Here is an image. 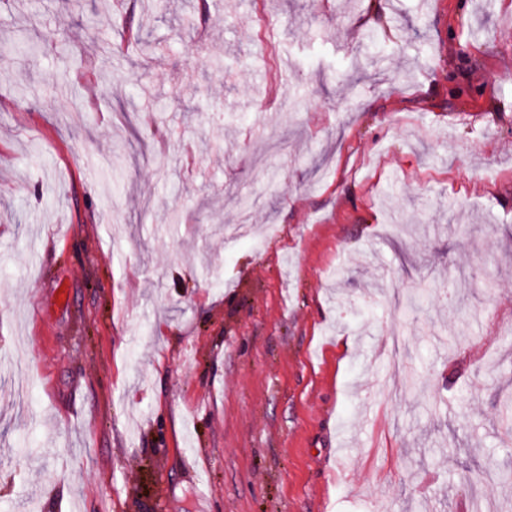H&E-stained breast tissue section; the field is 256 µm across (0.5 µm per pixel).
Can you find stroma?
Wrapping results in <instances>:
<instances>
[{"label":"stroma","mask_w":512,"mask_h":512,"mask_svg":"<svg viewBox=\"0 0 512 512\" xmlns=\"http://www.w3.org/2000/svg\"><path fill=\"white\" fill-rule=\"evenodd\" d=\"M0 51V512H512V0H31Z\"/></svg>","instance_id":"stroma-1"}]
</instances>
